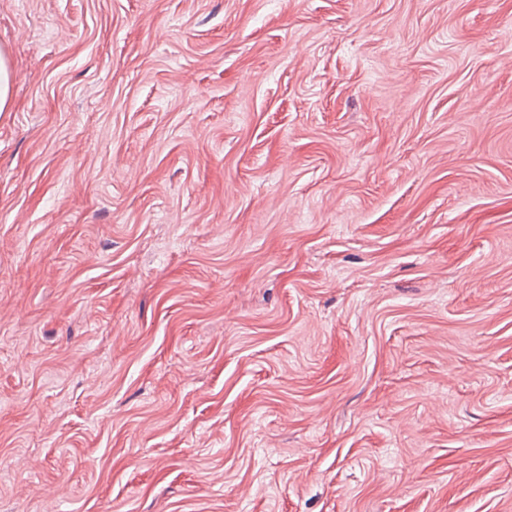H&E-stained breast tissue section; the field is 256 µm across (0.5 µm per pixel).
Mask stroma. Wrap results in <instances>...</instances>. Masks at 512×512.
I'll use <instances>...</instances> for the list:
<instances>
[{
    "mask_svg": "<svg viewBox=\"0 0 512 512\" xmlns=\"http://www.w3.org/2000/svg\"><path fill=\"white\" fill-rule=\"evenodd\" d=\"M0 512H512V0H0ZM11 71L9 57L0 51V112H8L12 108Z\"/></svg>",
    "mask_w": 512,
    "mask_h": 512,
    "instance_id": "stroma-1",
    "label": "stroma"
}]
</instances>
